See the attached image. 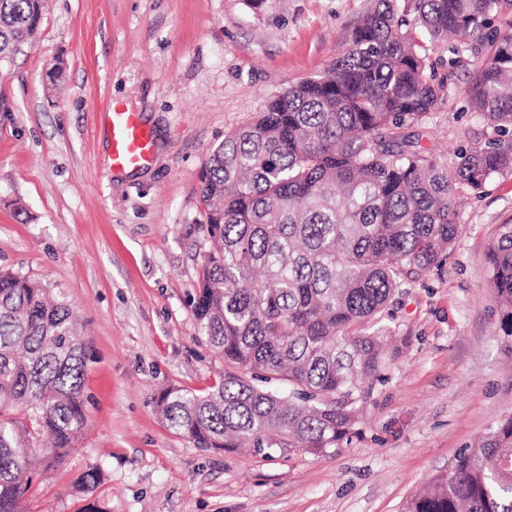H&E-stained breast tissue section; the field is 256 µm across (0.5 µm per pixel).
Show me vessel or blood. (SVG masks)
Returning a JSON list of instances; mask_svg holds the SVG:
<instances>
[{
    "label": "vessel or blood",
    "mask_w": 512,
    "mask_h": 512,
    "mask_svg": "<svg viewBox=\"0 0 512 512\" xmlns=\"http://www.w3.org/2000/svg\"><path fill=\"white\" fill-rule=\"evenodd\" d=\"M112 169L123 172L139 167L150 156L153 143L137 113L115 106L104 115Z\"/></svg>",
    "instance_id": "1"
}]
</instances>
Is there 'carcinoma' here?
Masks as SVG:
<instances>
[{
	"label": "carcinoma",
	"mask_w": 512,
	"mask_h": 512,
	"mask_svg": "<svg viewBox=\"0 0 512 512\" xmlns=\"http://www.w3.org/2000/svg\"><path fill=\"white\" fill-rule=\"evenodd\" d=\"M44 0H0V59L36 38ZM512 0H379L323 74L271 97L210 153L200 194L214 246L193 299L198 337L224 357L205 393L171 386L160 414L201 448L264 458L337 453L392 352L395 296L457 239V199L512 172ZM452 57L438 50L448 40ZM486 56L469 88L499 138L440 162L413 129L448 98L461 54ZM499 329L512 339V224L486 255ZM91 361L73 305L0 270V512H24L34 456L58 465L86 424ZM100 484L93 467L76 481ZM403 512H512V417L462 449Z\"/></svg>",
	"instance_id": "carcinoma-1"
}]
</instances>
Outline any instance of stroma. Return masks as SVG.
I'll return each instance as SVG.
<instances>
[{
	"mask_svg": "<svg viewBox=\"0 0 512 512\" xmlns=\"http://www.w3.org/2000/svg\"><path fill=\"white\" fill-rule=\"evenodd\" d=\"M377 0H47L35 40L0 61V269L63 292L93 359L87 426L40 472L28 512H401L450 460L512 416V342L498 334L486 251L512 223V174L458 209L448 254L389 325L400 353L340 452L271 458L198 448L157 412L173 385L208 390L224 361L191 300L210 243L199 187L212 148L267 100L324 73ZM480 59L420 130L442 160L495 139L470 107ZM138 113L150 160L112 170L103 114ZM100 467L93 495L76 492Z\"/></svg>",
	"mask_w": 512,
	"mask_h": 512,
	"instance_id": "obj_1",
	"label": "stroma"
}]
</instances>
